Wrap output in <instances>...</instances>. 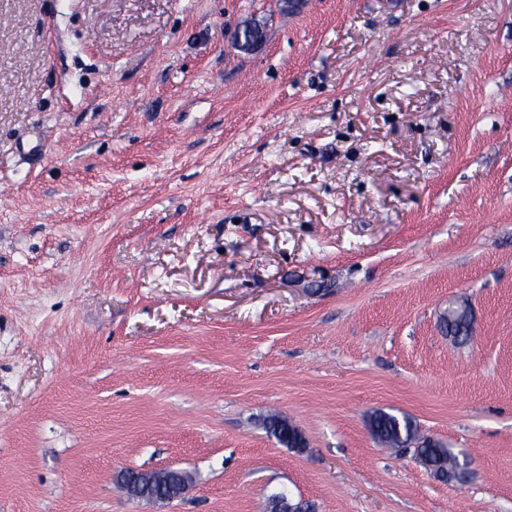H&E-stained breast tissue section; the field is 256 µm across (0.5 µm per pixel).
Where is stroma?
I'll return each instance as SVG.
<instances>
[{
	"instance_id": "obj_1",
	"label": "stroma",
	"mask_w": 512,
	"mask_h": 512,
	"mask_svg": "<svg viewBox=\"0 0 512 512\" xmlns=\"http://www.w3.org/2000/svg\"><path fill=\"white\" fill-rule=\"evenodd\" d=\"M280 492L512 512V0H0V512ZM468 310L465 304L452 305L441 316L442 327L448 335L456 340L466 339L469 335V322L467 321ZM373 434L385 445L392 448H404L415 444L414 448L419 461L427 469H436L448 475L447 481L464 483L467 480V471L461 469L459 454L446 448L439 441L421 437L414 421L407 415L401 417L378 412L371 420ZM268 431L283 445L295 447L298 431L279 416H271L267 422Z\"/></svg>"
}]
</instances>
